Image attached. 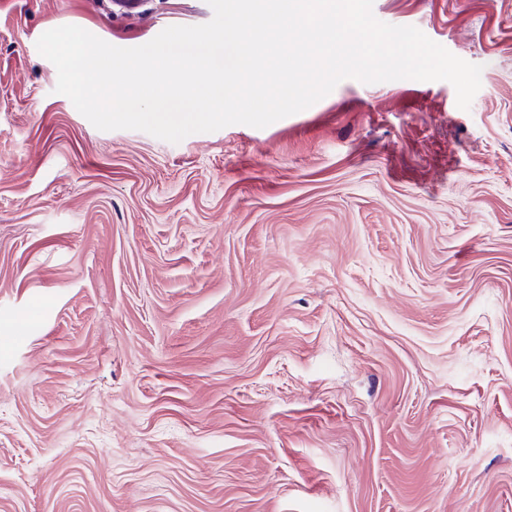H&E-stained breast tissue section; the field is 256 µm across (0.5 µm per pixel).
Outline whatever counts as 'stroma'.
I'll use <instances>...</instances> for the list:
<instances>
[{"mask_svg": "<svg viewBox=\"0 0 512 512\" xmlns=\"http://www.w3.org/2000/svg\"><path fill=\"white\" fill-rule=\"evenodd\" d=\"M482 65L257 129H96L36 48L206 0H0V512H512V0H374Z\"/></svg>", "mask_w": 512, "mask_h": 512, "instance_id": "35a3bbf8", "label": "stroma"}]
</instances>
